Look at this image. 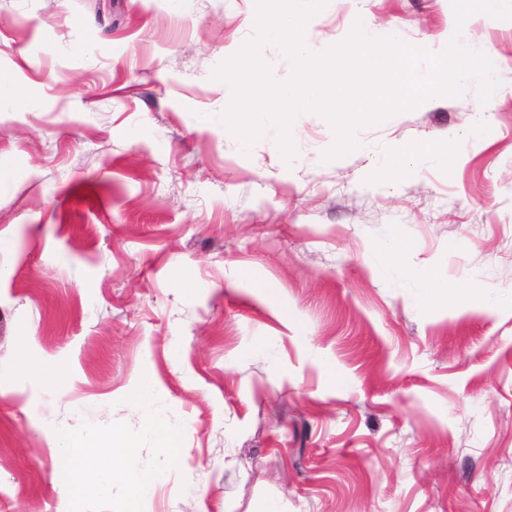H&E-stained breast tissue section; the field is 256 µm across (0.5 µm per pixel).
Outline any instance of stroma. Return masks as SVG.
Segmentation results:
<instances>
[{"instance_id":"1","label":"stroma","mask_w":512,"mask_h":512,"mask_svg":"<svg viewBox=\"0 0 512 512\" xmlns=\"http://www.w3.org/2000/svg\"><path fill=\"white\" fill-rule=\"evenodd\" d=\"M359 21L435 49L457 25L450 0H328L313 37ZM255 23V0H0V512H69L59 431L141 428L145 375L182 450L143 512H512V20L464 24L500 56L482 143L471 82L330 161L319 113L288 160L221 124L213 73ZM414 139L447 166L388 176ZM415 244L409 239L393 241L391 239L384 240L381 245V251L388 267L397 275L403 272L399 263L401 255L414 250ZM20 367L28 375L42 380L56 393L67 391L71 385V373L68 367L57 360L29 361L24 359Z\"/></svg>"}]
</instances>
